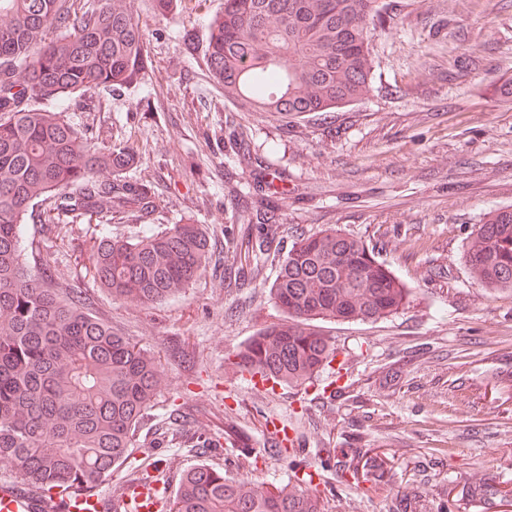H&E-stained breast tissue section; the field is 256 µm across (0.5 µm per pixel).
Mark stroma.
Here are the masks:
<instances>
[{"instance_id": "obj_1", "label": "stroma", "mask_w": 512, "mask_h": 512, "mask_svg": "<svg viewBox=\"0 0 512 512\" xmlns=\"http://www.w3.org/2000/svg\"><path fill=\"white\" fill-rule=\"evenodd\" d=\"M390 24L370 31L372 92L328 116L283 123L244 112L211 77L203 50L224 0H173L158 13L136 0L151 65L137 82L92 91L68 118L99 145H132L129 176L156 188L157 220L204 225L214 246L192 288L147 305L115 301L85 269L104 232L132 236L135 224L102 229L82 220L53 227L30 218L54 285L81 295L90 311L154 354L164 382L127 460L99 493L129 479L162 475L175 490L205 461L231 475L274 486L293 468H311V493L329 512H512V294L474 284L463 255L486 212L512 208V0H390ZM247 206L275 208L293 235L335 224L374 246L412 290L408 305L377 322L329 323L345 351L343 390H266L244 379L234 353L281 311L263 267L251 287L224 285L231 224ZM191 417L193 440L176 439L174 410ZM299 445L267 454L268 423ZM264 451L252 462L225 433ZM342 448L345 480L327 449ZM378 457L376 477L365 461ZM500 488V496L481 488Z\"/></svg>"}]
</instances>
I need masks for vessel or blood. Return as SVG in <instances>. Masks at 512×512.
<instances>
[{
    "label": "vessel or blood",
    "instance_id": "obj_1",
    "mask_svg": "<svg viewBox=\"0 0 512 512\" xmlns=\"http://www.w3.org/2000/svg\"><path fill=\"white\" fill-rule=\"evenodd\" d=\"M163 502L162 487L156 481H128L109 497L95 492L44 496L0 481V512H159Z\"/></svg>",
    "mask_w": 512,
    "mask_h": 512
}]
</instances>
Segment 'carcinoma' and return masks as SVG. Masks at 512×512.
<instances>
[{"label": "carcinoma", "instance_id": "carcinoma-1", "mask_svg": "<svg viewBox=\"0 0 512 512\" xmlns=\"http://www.w3.org/2000/svg\"><path fill=\"white\" fill-rule=\"evenodd\" d=\"M387 14L378 0H224L208 26L206 64L245 112H334L372 89L368 30ZM145 46L125 0H0V459L41 490L91 491L111 479L162 390L157 358L34 270L46 265L40 243L21 236L35 207L41 224L153 221V184L126 177L133 151L88 142L66 116L72 98L138 79ZM281 233L260 206L225 239L244 254L245 265L224 269L237 288L252 261L278 265L269 295L284 314L235 357L263 382L304 388L339 355L320 323L386 318L411 290L336 225L294 237L285 252L272 247ZM210 260L203 225L173 224L101 238L87 272L114 300L155 304L186 291ZM464 260L485 290L512 293V208L486 214ZM313 481L314 472L295 471L270 489L201 462L166 512H326L305 490Z\"/></svg>", "mask_w": 512, "mask_h": 512}]
</instances>
